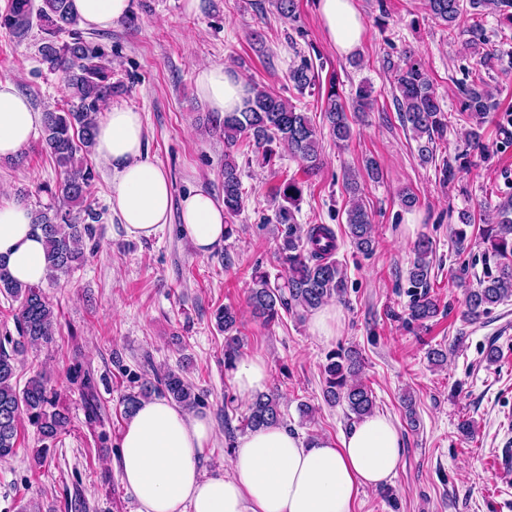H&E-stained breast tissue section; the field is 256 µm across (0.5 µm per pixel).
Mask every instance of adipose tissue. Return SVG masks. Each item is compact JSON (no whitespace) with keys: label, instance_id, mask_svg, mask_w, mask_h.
<instances>
[{"label":"adipose tissue","instance_id":"adipose-tissue-1","mask_svg":"<svg viewBox=\"0 0 512 512\" xmlns=\"http://www.w3.org/2000/svg\"><path fill=\"white\" fill-rule=\"evenodd\" d=\"M73 6L84 27L107 30L127 15L130 0H73ZM318 8L323 30L338 51L349 54L360 47L365 27L354 0H318ZM195 84L211 111L242 109L246 86L224 66L197 67ZM43 119L13 80L0 79V158L18 155ZM95 151L112 169L110 203L127 235L156 236L168 220L171 182L148 155L141 113L108 108L98 123ZM181 216L196 253L206 255L223 244L224 204L204 186L190 187ZM0 256L16 280L38 283L45 277L44 241L23 202H0ZM231 373L245 398L270 384L267 363L258 355L237 361ZM213 441L207 416L154 396L138 405L113 466L139 512H353L361 490L391 481L402 453L397 427L377 412L336 441H304L278 425L247 432L227 470L208 476L200 459Z\"/></svg>","mask_w":512,"mask_h":512}]
</instances>
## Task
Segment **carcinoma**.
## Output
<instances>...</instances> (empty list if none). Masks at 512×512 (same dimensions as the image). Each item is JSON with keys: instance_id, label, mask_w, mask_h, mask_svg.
<instances>
[{"instance_id": "1", "label": "carcinoma", "mask_w": 512, "mask_h": 512, "mask_svg": "<svg viewBox=\"0 0 512 512\" xmlns=\"http://www.w3.org/2000/svg\"><path fill=\"white\" fill-rule=\"evenodd\" d=\"M427 7L436 20L449 28L460 27L468 13L479 8L498 12L500 23L512 27V0H427ZM36 21L43 33L38 46L40 63L47 71L63 75L68 97L67 108L46 110L43 121L44 149L59 168L60 178L54 193L57 204L32 213V224L41 231L46 246L47 275L58 279L71 275L82 262L85 242L97 236L96 223L101 220V212L89 202L94 171L85 155L94 148L97 124L106 102L121 90V85L112 81V56L81 35L72 0H40L38 6L34 0H9L7 9L0 12V29L17 38L25 37ZM467 32L470 33L468 44L484 72L474 73L469 82L460 86L461 113L471 121L465 133L466 146L482 151L485 119L500 111L484 74L502 70L501 59L488 48L479 24L469 26ZM63 35L69 40L60 41ZM291 80L302 91L315 85L316 76L310 73L309 65L303 64L291 71ZM396 90V111L414 134L421 162L429 163L434 159V144L448 132V116L425 66L412 58L405 61L396 78ZM373 108L366 85L356 88L348 104L336 92V83H331L324 109L330 137L338 144L348 141L352 135L348 111L364 112ZM211 128L224 138L223 201L227 217L237 216L244 206L240 173L233 155L240 140L251 139L262 150V161L267 165L276 157L277 145L297 156L307 174L322 165L321 131L307 113L266 90H253L238 112L213 114ZM302 196L303 183L293 177L274 193V197L281 199L276 209L280 225L277 253L284 273L273 277L262 267H255L248 292L253 314L266 324L279 319L283 312L301 318L325 301L333 297L340 299L345 294V273L335 258L336 232L328 224L296 223L295 212L299 211ZM496 211V223L486 225L481 232L485 256L493 265L487 267L475 286L466 289L463 316L467 320H478L495 305L512 298V197L499 203ZM346 223L353 247L363 255L371 254L372 217L359 200H351ZM413 253L408 271L412 300L407 324L422 326L439 312L437 299L430 295L432 241L425 237L419 239ZM0 294L18 303L14 314L18 338L5 336L0 340V460H8L16 455L21 417H26L37 429L41 440L53 441L67 431L70 416L45 373H35L21 388L16 380L17 355L25 344L48 345L54 340L58 311L53 302L41 284L15 280L1 259ZM214 320L224 332V363L230 368L242 343L238 312L226 305L215 311ZM362 361L358 350L340 348L327 354L322 366L324 401L330 406L346 405L356 421L374 410L372 390L360 379ZM72 380L84 390L87 422L103 425L107 415L94 395L91 372L77 367ZM131 382L138 384V390L122 398L123 414L128 418L140 400L156 394L187 410L204 404V394L178 370L157 372L153 379L144 381L134 375ZM281 424L279 395L271 390L253 397L241 420V429Z\"/></svg>"}]
</instances>
